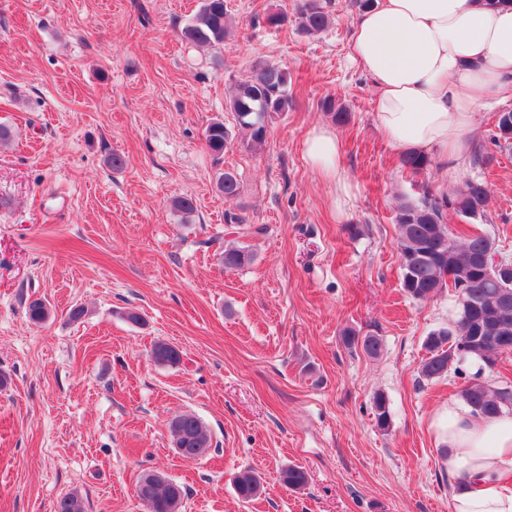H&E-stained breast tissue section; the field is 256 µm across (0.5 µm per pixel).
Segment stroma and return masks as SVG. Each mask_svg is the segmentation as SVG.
Returning <instances> with one entry per match:
<instances>
[{"instance_id": "35a3bbf8", "label": "stroma", "mask_w": 512, "mask_h": 512, "mask_svg": "<svg viewBox=\"0 0 512 512\" xmlns=\"http://www.w3.org/2000/svg\"><path fill=\"white\" fill-rule=\"evenodd\" d=\"M294 2L227 0L229 37L199 49L180 30L201 0H0V124L14 133L0 145V512H54L71 492L86 512H146L148 471L186 488L183 512H449L457 481L432 421L465 379L420 367L457 302L404 294L394 224L403 201L449 186L403 171L375 128L370 82L347 59L356 0H330L315 35L265 26ZM261 60L288 70L293 107L261 149L214 160L205 129L235 126L227 102ZM497 115L480 112L470 133L488 162L455 181L487 183L472 228L512 261V147L491 142ZM318 125L340 140L348 194L306 161ZM225 170L241 184L232 199L216 185ZM177 196L194 213L174 210ZM228 212L266 228L240 269L220 261L237 242ZM29 298L48 303L46 323H30ZM348 331L380 337L379 355L347 346ZM159 340L180 365L150 360ZM185 412L211 433L195 461L168 430ZM291 465L305 487L282 483ZM244 469L263 485L249 503L234 488Z\"/></svg>"}]
</instances>
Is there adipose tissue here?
I'll use <instances>...</instances> for the list:
<instances>
[{
    "mask_svg": "<svg viewBox=\"0 0 512 512\" xmlns=\"http://www.w3.org/2000/svg\"><path fill=\"white\" fill-rule=\"evenodd\" d=\"M350 55L371 81L373 121L390 146L432 150L441 179L454 177L478 113L512 98V0H376L352 24ZM305 155L341 183L332 130L313 129ZM434 429L449 475L466 479L450 512H512V416L452 401Z\"/></svg>",
    "mask_w": 512,
    "mask_h": 512,
    "instance_id": "obj_1",
    "label": "adipose tissue"
}]
</instances>
